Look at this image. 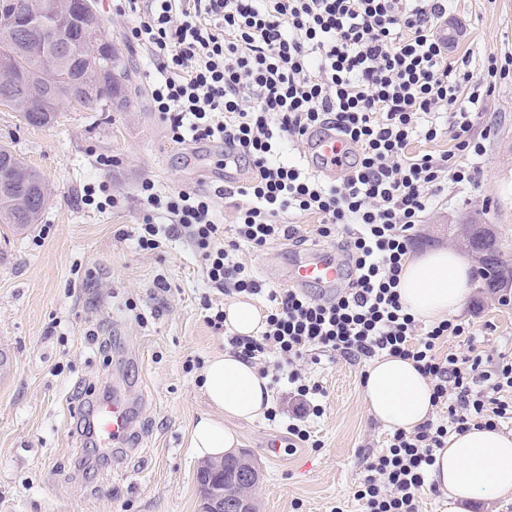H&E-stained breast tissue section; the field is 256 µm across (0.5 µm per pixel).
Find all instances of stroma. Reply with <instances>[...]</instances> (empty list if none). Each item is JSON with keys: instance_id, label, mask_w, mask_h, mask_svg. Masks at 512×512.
Wrapping results in <instances>:
<instances>
[{"instance_id": "1", "label": "stroma", "mask_w": 512, "mask_h": 512, "mask_svg": "<svg viewBox=\"0 0 512 512\" xmlns=\"http://www.w3.org/2000/svg\"><path fill=\"white\" fill-rule=\"evenodd\" d=\"M106 37L129 67L138 94L129 111L65 108L54 123L24 125L0 107V144L43 176L50 196L39 223L0 224V512H198V459L192 423L207 412L202 392L208 358L224 337L208 322L205 300L228 299L208 284L187 236L161 233L140 250L143 180L163 190L214 192L224 184V148L174 143L153 109L145 51L129 44L119 0H98ZM447 25L456 38L448 61L470 58L464 93L481 101L472 114L485 137L481 174L448 185L409 232L410 252L462 249L472 217L496 225L512 244V79L487 91L483 59L512 55V0H452ZM112 157L107 170L98 156ZM107 183L119 203L86 205L87 185ZM294 239L239 257L256 278L282 286L284 260L313 247L346 256L342 231L319 235L318 216L297 212ZM164 287H156V280ZM456 319L469 336L440 345L439 355L481 351L488 366L512 361V302L471 286ZM367 362L316 352L301 363L308 386L324 395L309 418L308 442L288 434L291 389L271 384L275 421L237 426L240 448L261 470L253 490L259 512H366L355 498L368 463L391 432L367 412ZM121 386L133 405L130 434L110 456L90 455L84 430L96 405ZM279 441L268 457V439Z\"/></svg>"}]
</instances>
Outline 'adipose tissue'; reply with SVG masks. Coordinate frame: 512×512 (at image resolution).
I'll list each match as a JSON object with an SVG mask.
<instances>
[{
  "label": "adipose tissue",
  "instance_id": "1",
  "mask_svg": "<svg viewBox=\"0 0 512 512\" xmlns=\"http://www.w3.org/2000/svg\"><path fill=\"white\" fill-rule=\"evenodd\" d=\"M469 261L456 249L442 248L408 258L400 274L401 301L410 314L439 321L456 313L470 288ZM210 412L190 432L194 457L217 459L235 451L233 422L260 418L270 404L267 376L232 352L215 353L203 370ZM365 405L386 428L410 431L432 411L431 386L413 361L387 354L366 370ZM430 478L448 497V512H469L474 502L512 496V432L473 428L449 438L436 453Z\"/></svg>",
  "mask_w": 512,
  "mask_h": 512
}]
</instances>
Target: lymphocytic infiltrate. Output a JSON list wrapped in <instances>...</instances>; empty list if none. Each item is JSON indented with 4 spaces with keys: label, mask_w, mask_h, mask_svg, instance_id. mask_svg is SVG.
Masks as SVG:
<instances>
[{
    "label": "lymphocytic infiltrate",
    "mask_w": 512,
    "mask_h": 512,
    "mask_svg": "<svg viewBox=\"0 0 512 512\" xmlns=\"http://www.w3.org/2000/svg\"><path fill=\"white\" fill-rule=\"evenodd\" d=\"M124 2L133 18L126 38L152 58L151 97L172 141L235 144L236 163L251 172L248 182L211 195L166 194L144 180L138 247L158 248L159 225L181 226L215 288L266 299L263 331L231 332L227 343L248 360L270 355L273 369L295 386L301 401L288 431L300 441L309 440L304 424L322 408L309 400L295 361L315 350L413 361L448 420L394 432L368 464L356 497L368 512H418L435 452L450 434L512 420V363L488 369L479 354L438 357L437 344L463 336V324L444 319L417 333L399 293L408 230L443 181H476L484 153L471 120L480 96L462 95L463 79L435 35L448 0ZM448 116L453 150L438 158L408 153L412 140L436 139ZM319 125L336 129L357 151L349 175L335 184L283 156ZM217 197L235 213L229 240L215 220ZM290 211L317 215L325 237L345 226L355 277L336 299L268 285L239 261L240 246L294 238L284 220Z\"/></svg>",
    "instance_id": "f902f5d3"
}]
</instances>
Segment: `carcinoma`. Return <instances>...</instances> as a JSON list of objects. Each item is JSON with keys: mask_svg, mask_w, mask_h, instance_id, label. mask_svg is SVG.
Segmentation results:
<instances>
[{"mask_svg": "<svg viewBox=\"0 0 512 512\" xmlns=\"http://www.w3.org/2000/svg\"><path fill=\"white\" fill-rule=\"evenodd\" d=\"M49 36L58 44L70 45L69 52L64 56L53 53L44 56L41 48L26 42V36L0 28V59L10 62L17 77V83L10 91L0 90V106L17 112L24 124L32 127L51 124L65 104L83 109H92L103 102H114L120 109L133 107L135 100L125 90L128 81L126 65H121V79L104 82L93 53L74 42L73 24L68 19H56L55 29ZM15 161V167L8 173H0V184L28 179L43 181L41 175L20 157H15ZM42 211L40 201L25 213L15 209L9 195H0L1 224H34ZM479 231V225H469L467 246L478 256L477 278L495 292L502 271L512 267V261L506 256L508 244L496 233L483 242L478 236Z\"/></svg>", "mask_w": 512, "mask_h": 512, "instance_id": "carcinoma-1", "label": "carcinoma"}]
</instances>
